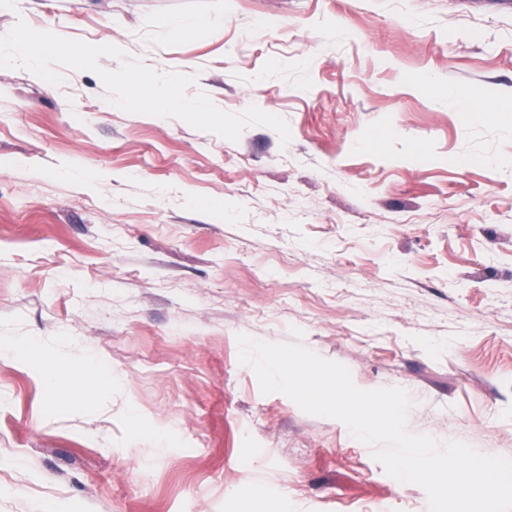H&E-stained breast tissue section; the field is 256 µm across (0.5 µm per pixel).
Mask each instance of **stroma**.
Masks as SVG:
<instances>
[{"label": "stroma", "mask_w": 512, "mask_h": 512, "mask_svg": "<svg viewBox=\"0 0 512 512\" xmlns=\"http://www.w3.org/2000/svg\"><path fill=\"white\" fill-rule=\"evenodd\" d=\"M20 19L291 138L0 68V347L35 345L0 358V512H428L344 423L262 394L242 333L512 457V5L16 0L0 34Z\"/></svg>", "instance_id": "obj_1"}]
</instances>
